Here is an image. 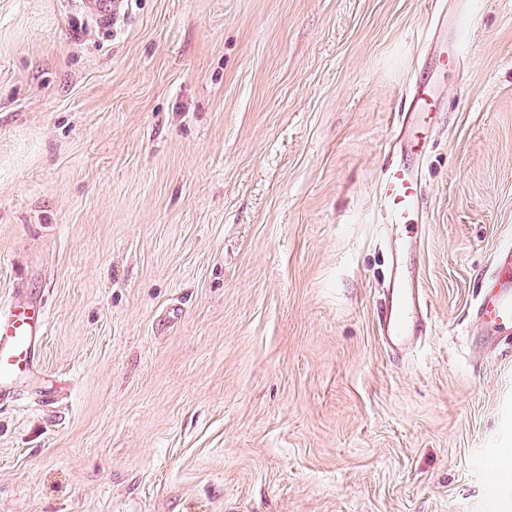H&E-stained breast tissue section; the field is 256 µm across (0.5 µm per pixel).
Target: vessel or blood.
Wrapping results in <instances>:
<instances>
[{
	"mask_svg": "<svg viewBox=\"0 0 512 512\" xmlns=\"http://www.w3.org/2000/svg\"><path fill=\"white\" fill-rule=\"evenodd\" d=\"M97 25L111 27L120 17L124 0H73ZM441 98L431 77L414 81L405 97L399 148L401 161L386 165L378 183V200L385 229H401V252L414 250L418 236L410 229L422 211V188L417 163L426 149L431 115L440 111ZM47 308L41 296L26 294L0 308V400L16 394L21 379L35 375L42 363L47 334ZM377 336L387 353L400 357L417 337L426 335L421 290L413 274L393 273L376 320ZM468 344L495 355L512 340V251L495 258V268L472 311Z\"/></svg>",
	"mask_w": 512,
	"mask_h": 512,
	"instance_id": "b4317fda",
	"label": "vessel or blood"
}]
</instances>
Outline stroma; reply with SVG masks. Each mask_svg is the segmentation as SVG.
Wrapping results in <instances>:
<instances>
[{
	"label": "stroma",
	"mask_w": 512,
	"mask_h": 512,
	"mask_svg": "<svg viewBox=\"0 0 512 512\" xmlns=\"http://www.w3.org/2000/svg\"><path fill=\"white\" fill-rule=\"evenodd\" d=\"M0 0V306L48 308L0 402V512H512V347L464 332L512 248V0ZM432 333L376 335L378 180L436 38ZM75 6L102 28H110L120 17L123 0H72ZM438 70H456L464 64V57L459 45L455 43H442L436 55Z\"/></svg>",
	"instance_id": "stroma-1"
}]
</instances>
